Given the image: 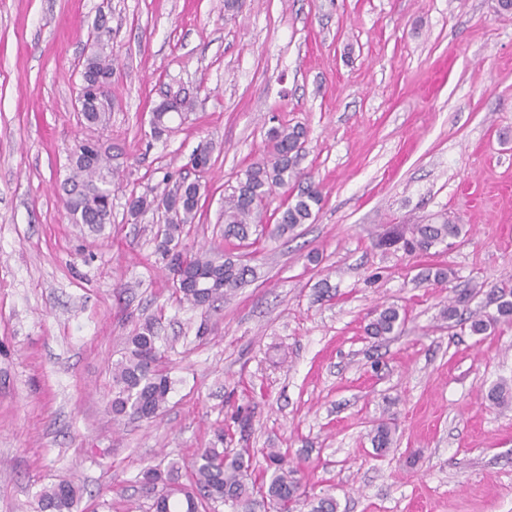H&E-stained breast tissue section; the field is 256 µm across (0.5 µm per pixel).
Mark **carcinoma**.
Wrapping results in <instances>:
<instances>
[{
  "label": "carcinoma",
  "mask_w": 512,
  "mask_h": 512,
  "mask_svg": "<svg viewBox=\"0 0 512 512\" xmlns=\"http://www.w3.org/2000/svg\"><path fill=\"white\" fill-rule=\"evenodd\" d=\"M81 75L88 81L80 112L89 134L70 155V172L62 190L71 222L99 232L111 221L112 212L107 208L106 198L114 175L109 148L104 146L96 131L106 123V114L112 111V100L96 93L93 83H111L112 48L109 44L100 40L94 42L82 62ZM304 142L305 131L300 126L280 125L268 131L265 157L252 164L231 195L224 198V236L244 242L249 239L252 227L260 225L268 236L281 238L312 218L322 197L319 188L309 183L278 208L276 223H263L273 191L300 178L297 166ZM201 190L199 179L183 176L159 197L132 195L127 202V211L133 218L164 209L165 222L156 236L157 251L169 260L167 267L171 273L180 271L186 275L183 280H174L175 300L194 307L210 305L243 287L249 283L248 277L254 276L251 267L226 258L222 253L181 246L184 225L194 223L200 211ZM467 234L465 225L444 218L439 222L395 227L380 237L378 245L398 246L408 254L427 255L433 249H451ZM476 295L473 288L457 293L443 309V317L450 323H468L473 335H482L497 323L512 325L511 277L501 280L488 294V303L495 305V313L471 312L466 319H461L462 311ZM405 319L398 307L385 306L376 310L366 332L371 336H391ZM159 359L155 319L151 317L134 330L126 353L113 366L110 408L114 416L151 420L161 414L168 403L171 381L157 369ZM486 400L495 407L511 405L512 385L505 381L492 385ZM371 433L375 449L390 448V423L375 424ZM140 482L157 490L151 512H198L200 508L205 510L218 505L228 506L233 512H338L334 497L308 495L298 470L288 466L277 448L268 449L266 468L257 477L253 476L252 464L242 453L213 447L196 449L185 466L172 462L164 469L147 467L141 473ZM81 495L82 488L74 480L62 477L37 495L36 512H73Z\"/></svg>",
  "instance_id": "obj_1"
}]
</instances>
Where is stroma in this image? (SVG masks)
Returning <instances> with one entry per match:
<instances>
[{"mask_svg":"<svg viewBox=\"0 0 512 512\" xmlns=\"http://www.w3.org/2000/svg\"><path fill=\"white\" fill-rule=\"evenodd\" d=\"M97 39L117 58L100 136L119 177L100 234L60 199ZM171 90L195 107L157 138L152 111ZM276 123L305 129L299 168L322 202L294 235L244 247L220 210ZM205 143L183 242L256 276L194 309L156 250L162 214L131 220L126 201L192 175ZM439 214L467 226L463 243L378 247L387 225ZM439 267L447 283L428 278ZM509 274L512 10L498 0H0V512H35L63 476L83 489L74 512H147L145 467L220 442L258 469L280 449L339 512H512V408L482 399L512 380V325L474 336L441 316L474 285L469 307H483ZM383 304L407 322L381 340L364 328ZM150 315L168 405L118 421L112 364ZM382 420L385 453L369 437Z\"/></svg>","mask_w":512,"mask_h":512,"instance_id":"stroma-1","label":"stroma"}]
</instances>
